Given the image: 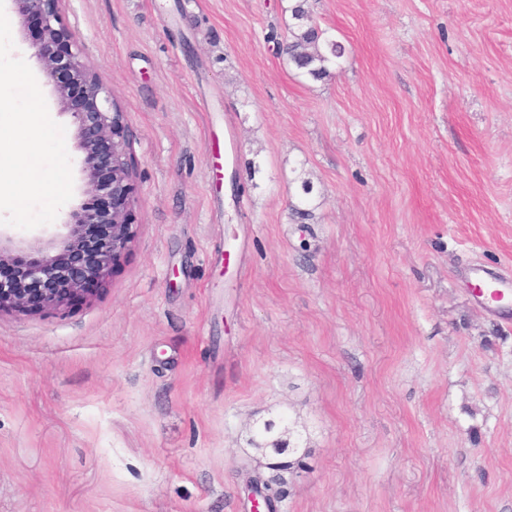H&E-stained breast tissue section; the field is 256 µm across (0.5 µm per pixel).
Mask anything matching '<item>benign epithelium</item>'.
<instances>
[{
  "label": "benign epithelium",
  "mask_w": 512,
  "mask_h": 512,
  "mask_svg": "<svg viewBox=\"0 0 512 512\" xmlns=\"http://www.w3.org/2000/svg\"><path fill=\"white\" fill-rule=\"evenodd\" d=\"M17 13L36 30L35 55L54 86L62 111L75 125L84 193L107 199L100 210L83 204L44 242L0 239V269L17 268L22 277L0 274V315L59 313L76 299L96 294L111 268L136 236L138 184L130 160L126 113L99 81L73 30L61 17L62 0H14ZM98 224L95 242L84 226Z\"/></svg>",
  "instance_id": "obj_1"
}]
</instances>
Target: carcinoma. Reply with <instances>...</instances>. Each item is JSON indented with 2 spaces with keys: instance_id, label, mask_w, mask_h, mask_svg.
<instances>
[{
  "instance_id": "cac0c4a2",
  "label": "carcinoma",
  "mask_w": 512,
  "mask_h": 512,
  "mask_svg": "<svg viewBox=\"0 0 512 512\" xmlns=\"http://www.w3.org/2000/svg\"><path fill=\"white\" fill-rule=\"evenodd\" d=\"M306 0H297L292 7V19L294 20V31L291 38L284 43L283 53L287 55L289 62L298 73L310 76L315 79L322 78L328 74L327 63L333 58H340L344 54V47L337 41H330L323 38V31L311 23L308 10L305 7ZM291 430H283L276 433L272 424L267 423L264 428L254 433L252 442L256 448H272L278 456L292 448ZM303 465L301 458L292 461H276L266 464V468L272 471V475L265 476L259 472L248 478L247 483L253 491L262 497L268 507L276 509L278 502L286 494L285 486L288 479L285 474L294 472V469Z\"/></svg>"
}]
</instances>
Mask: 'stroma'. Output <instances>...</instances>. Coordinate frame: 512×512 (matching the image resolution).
Segmentation results:
<instances>
[{
  "instance_id": "35a3bbf8",
  "label": "stroma",
  "mask_w": 512,
  "mask_h": 512,
  "mask_svg": "<svg viewBox=\"0 0 512 512\" xmlns=\"http://www.w3.org/2000/svg\"><path fill=\"white\" fill-rule=\"evenodd\" d=\"M292 0H62L127 114L137 236L98 293L0 316V512H512V0H307L345 52H277ZM11 17L14 56L75 128ZM273 425L271 423H267L264 425L262 430L254 433L252 438V444L255 448H272L274 453L277 456L283 455L287 451L289 452V448L291 445L290 438L293 436V432L288 427L287 429H283L280 434H277L273 429ZM286 436L284 439L283 437ZM288 436V437H287ZM288 448V450H287ZM303 467L301 456L294 461H276L266 464V468L272 471V475L266 477L262 472L248 478L247 483L252 487L253 491L262 497L268 507L276 510L278 502L286 494L285 486L288 485V479L284 473H293L295 467Z\"/></svg>"
}]
</instances>
